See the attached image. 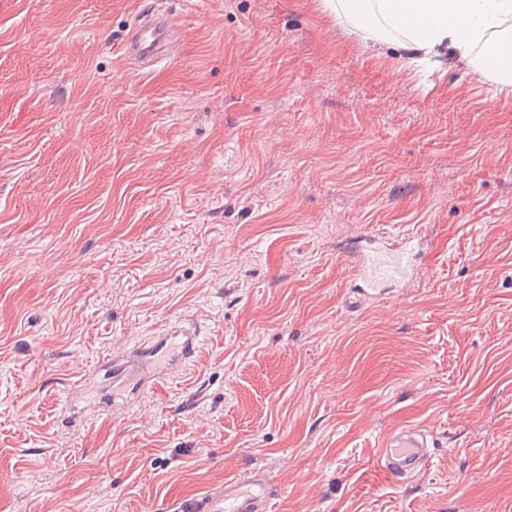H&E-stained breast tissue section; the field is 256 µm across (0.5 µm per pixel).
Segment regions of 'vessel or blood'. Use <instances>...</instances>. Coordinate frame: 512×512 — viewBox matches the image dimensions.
Wrapping results in <instances>:
<instances>
[{"instance_id": "1", "label": "vessel or blood", "mask_w": 512, "mask_h": 512, "mask_svg": "<svg viewBox=\"0 0 512 512\" xmlns=\"http://www.w3.org/2000/svg\"><path fill=\"white\" fill-rule=\"evenodd\" d=\"M178 46L179 37L165 13L152 6L143 9L130 27L124 58L130 69L140 71L174 55ZM427 249V239L421 235L394 238L367 233L348 242L343 256L355 284L356 303L381 302L412 287L426 270ZM200 336L196 322L177 318L131 347L98 358L66 389V397L78 400L92 387L98 394L93 413H117L136 399L159 392L178 370L191 365ZM375 448L378 466L398 481L408 479L431 456L429 432L417 426L385 433ZM281 493V484L264 468L255 467L180 512H271Z\"/></svg>"}]
</instances>
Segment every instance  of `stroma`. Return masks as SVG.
<instances>
[{
	"mask_svg": "<svg viewBox=\"0 0 512 512\" xmlns=\"http://www.w3.org/2000/svg\"><path fill=\"white\" fill-rule=\"evenodd\" d=\"M0 0V512H159L251 467L274 512H512V85L422 76L321 0ZM424 231L352 307L340 242ZM193 317L165 392L66 423L59 389ZM433 433L399 484L375 436ZM178 46L179 37L167 15L151 6L143 9L129 28L124 41V58L130 69L140 71L174 55Z\"/></svg>",
	"mask_w": 512,
	"mask_h": 512,
	"instance_id": "obj_1",
	"label": "stroma"
}]
</instances>
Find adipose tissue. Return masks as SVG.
Here are the masks:
<instances>
[{
    "mask_svg": "<svg viewBox=\"0 0 512 512\" xmlns=\"http://www.w3.org/2000/svg\"><path fill=\"white\" fill-rule=\"evenodd\" d=\"M323 7L360 39L392 45L412 58L447 49L466 60L476 43L492 36L478 69L512 82V45L497 37L512 21V0H323Z\"/></svg>",
    "mask_w": 512,
    "mask_h": 512,
    "instance_id": "ef3b65f1",
    "label": "adipose tissue"
}]
</instances>
